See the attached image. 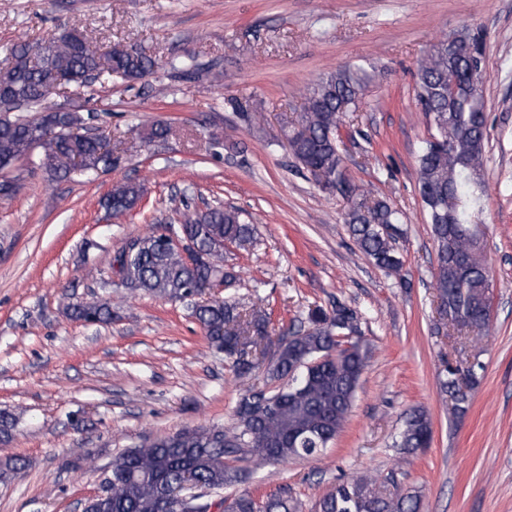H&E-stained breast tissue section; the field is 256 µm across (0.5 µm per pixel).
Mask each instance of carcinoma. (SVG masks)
<instances>
[{
    "mask_svg": "<svg viewBox=\"0 0 512 512\" xmlns=\"http://www.w3.org/2000/svg\"><path fill=\"white\" fill-rule=\"evenodd\" d=\"M472 58L459 49L448 50L439 40L420 60L415 74L419 111L434 128L418 155L419 193L434 240L438 273L434 288L439 312L448 326L478 342L490 323L488 266L478 233L485 192L487 115L481 85L485 78L480 43ZM11 65L0 68V168L6 169L37 146L45 147L47 170L56 178L75 166L90 170L112 166V152L99 135H80L72 127L82 122L78 112H56L46 106L53 90H76L94 80L134 83L154 66V59L138 45L104 48L76 30L48 40L16 45ZM370 75L345 66L319 79L306 95L302 111L287 122L288 146L297 162L323 190L342 182L350 203L346 214L350 234L360 251L376 266L397 274L402 259L394 243L402 235L399 212L383 198L369 196L348 176L336 147L342 118L359 111ZM25 112L34 117L23 116ZM144 195L141 184L116 186L104 199L106 212L118 219L134 210ZM189 240L208 260L188 262L168 246L166 233ZM252 226L241 212L221 206L184 215L178 229L159 226L136 239L134 249L115 256L121 285L131 293L179 299L202 289L222 275L224 246L240 249L252 243ZM76 321L103 322L111 316L106 303H72ZM192 315L209 344L231 360L239 377L257 367L241 356L242 348L270 344L266 311L249 314L229 300L198 302ZM309 327L294 332L290 343H278L267 373L276 385L243 395L236 407L233 431L216 428L183 429L122 452L105 479L104 494L92 501V512H205L206 496L242 481V469L227 459L274 464L323 453L343 430L360 377L371 356L361 336L357 313L338 304L332 313L316 306L307 315ZM474 373L449 366L443 389L454 399V411L469 407ZM18 425L13 414L0 411V445H8ZM432 423L422 408L409 411L395 446L407 454L430 447ZM186 480L199 495L183 501L171 494ZM317 512H418L417 495L391 491L374 478H356L336 485L316 504ZM225 512H298L288 493L257 499L250 493L234 497Z\"/></svg>",
    "mask_w": 512,
    "mask_h": 512,
    "instance_id": "carcinoma-1",
    "label": "carcinoma"
}]
</instances>
